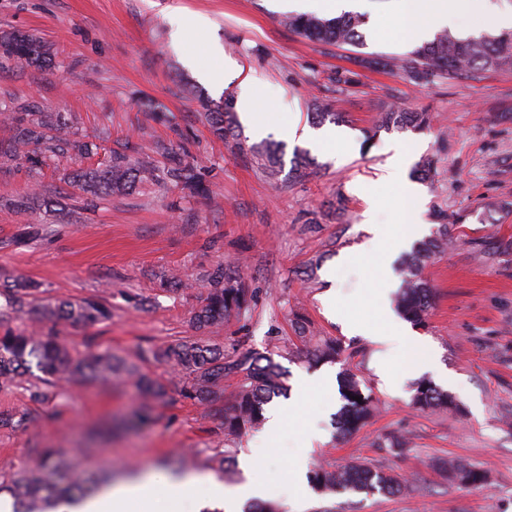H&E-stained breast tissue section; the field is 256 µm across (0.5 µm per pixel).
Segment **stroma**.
Wrapping results in <instances>:
<instances>
[{
    "label": "stroma",
    "instance_id": "35a3bbf8",
    "mask_svg": "<svg viewBox=\"0 0 512 512\" xmlns=\"http://www.w3.org/2000/svg\"><path fill=\"white\" fill-rule=\"evenodd\" d=\"M390 0H368L359 46L307 40L282 25L271 0H0V35L34 33L57 66H20L0 56V140L11 123L65 120L72 143L65 153L26 147L14 160L0 158V287L17 279L40 286L42 297L98 298L112 311L105 323L58 332L71 354L112 349L130 360L170 341L194 335L193 312L207 296V276L218 264L241 268L253 292L249 313L208 334L279 363L288 372L289 397L300 377L316 367L293 359L296 337L291 310L305 314L343 346L344 362L370 393L378 411L359 431L341 439L333 418L342 405L337 386L302 399L286 430L247 433L233 445L266 448L257 476L269 486L267 503L282 512L289 481L286 461L307 426L325 441L310 466L336 469L349 462L385 466L408 479L395 495L313 493L306 512H512V252L494 257L469 245L472 237L512 240V214L495 204L512 203V72L438 79L415 86L380 67L381 59L409 53L394 39ZM176 14L209 18V34H174ZM223 59L257 78L267 121L264 142L284 148L291 163L299 144L289 135L293 119L312 121L315 103L331 101L349 134L337 164L324 146H307L314 164L307 178L279 175L270 182L233 141L215 138L201 99L222 104L236 82L217 87L205 72ZM397 104L433 117L425 130L376 128L378 112ZM419 139L422 157L436 160L429 176L409 171L425 187L427 213L443 208L466 214L462 244L428 267L435 289L432 315L410 347L407 360L427 359V376L463 404L465 413H424L410 404V390L392 391L379 370L387 360L378 343L346 335L324 307L328 293L354 295L362 278L344 259L360 254L363 191L379 178L386 145ZM176 153L204 178L199 196L161 181L123 194L96 195L71 182L73 170L94 168L115 153ZM344 195L346 214L336 211ZM53 200L45 209L44 200ZM176 276L172 292L160 279ZM147 369L169 384L152 421L128 429L121 421L141 404L136 385L107 389L97 383L62 384L43 403L18 386L0 389V413H29L30 421L0 427V479L22 469L35 451L51 448L78 470L112 474L123 483L132 472L210 475L211 459L224 450L223 413L235 381L224 384L222 403L205 407L184 399L166 366ZM389 431L410 441L405 454L380 448ZM456 458L480 468L488 481L458 487L434 469L437 458Z\"/></svg>",
    "mask_w": 512,
    "mask_h": 512
}]
</instances>
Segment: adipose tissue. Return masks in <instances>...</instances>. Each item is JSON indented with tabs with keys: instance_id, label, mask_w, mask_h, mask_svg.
Here are the masks:
<instances>
[{
	"instance_id": "1",
	"label": "adipose tissue",
	"mask_w": 512,
	"mask_h": 512,
	"mask_svg": "<svg viewBox=\"0 0 512 512\" xmlns=\"http://www.w3.org/2000/svg\"><path fill=\"white\" fill-rule=\"evenodd\" d=\"M431 12L423 14L416 10L414 0H395L394 17L401 42H421L429 40L434 33L444 27L457 26V16L461 8L478 12L486 11L489 0H434ZM260 447H252L243 457L242 467L248 475L247 481L234 489L227 490L214 484L210 478L193 475L181 480H170L152 474L145 479L112 487L105 494L88 503L83 512H130L133 505L149 508L155 498H163L167 504L165 512H179L186 496L194 490L206 489L210 499L222 501L224 512H242L249 499L267 494L266 485L258 480L254 472L258 466Z\"/></svg>"
}]
</instances>
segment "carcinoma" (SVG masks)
<instances>
[{"label": "carcinoma", "instance_id": "cac0c4a2", "mask_svg": "<svg viewBox=\"0 0 512 512\" xmlns=\"http://www.w3.org/2000/svg\"><path fill=\"white\" fill-rule=\"evenodd\" d=\"M281 23L299 36L322 43L357 45L362 40L360 26L364 17L347 14L326 19L315 15H288ZM0 53L21 65L52 68L54 61L41 37L32 33L11 32L0 36ZM385 66L394 67L413 84L426 87L438 77L448 79L465 75L476 77L486 71H512V31L478 38H460L443 30L433 40L415 48L405 56L391 58ZM205 118L213 134L227 139L235 136L237 121L233 100L224 101V109L206 106ZM431 125L427 112H408L390 107L378 114L377 128L384 130L413 128L424 130ZM56 136H49L45 125L17 124L6 140L0 141V155L18 157L31 144L45 143L47 149L63 150L66 144L67 124L57 122ZM236 147L248 150L257 167L274 178L283 166L282 149L276 144L245 147L242 141ZM162 178L174 186L182 185L197 194L206 192L200 173L184 166L172 155L163 169L146 158L131 159L115 154L103 169L77 171L73 179L96 193L124 192L136 184ZM438 227L435 236L417 243L399 262L396 273L400 288L394 297L398 314L414 326L424 327L435 305V292L425 275L432 259L454 248L461 238L456 234L466 215L438 209L435 213ZM205 303L193 315L197 330L240 316L251 300L241 274L219 264L209 273ZM16 320L34 319L40 324L65 323L72 327L88 328L111 317L110 310L92 298L72 300L66 297L54 300L39 296L37 286L17 282L0 290ZM292 325L301 344L298 353L309 363L339 361L344 349L330 336H321L302 314L295 313ZM152 359L174 370L182 382V396L199 404H212L224 392V381L235 378L238 390L232 404L224 408V438L237 439L258 428L263 421L264 406L282 396L284 371L272 360H262L254 353L234 349L210 336H184L150 352ZM31 377L37 385L30 389L35 401L44 398L42 387H54L61 381L81 384L86 381L118 386L133 380L144 398L138 414L140 422L150 419L151 403L167 395V385L145 372L143 368L110 349H99L73 356L57 334L45 329L35 330L26 325L0 330V385L7 386ZM343 400L336 414L337 436L344 439L357 432L372 417L375 404L364 393L357 378L346 372L340 379ZM362 398L358 402L354 397ZM411 405L423 412L463 414L457 398L422 378L412 387ZM218 480L234 469L232 450L212 459ZM448 482L465 487L487 483L484 471L461 460L448 459L437 463ZM309 483L315 490L328 495L371 494L393 495L402 490L404 482L382 468H372L361 462H350L334 470L317 468L311 472ZM107 478H91L74 472L64 458L45 448L31 464L15 473L7 484H0L12 500L11 512H78L84 502L109 487Z\"/></svg>", "mask_w": 512, "mask_h": 512}]
</instances>
